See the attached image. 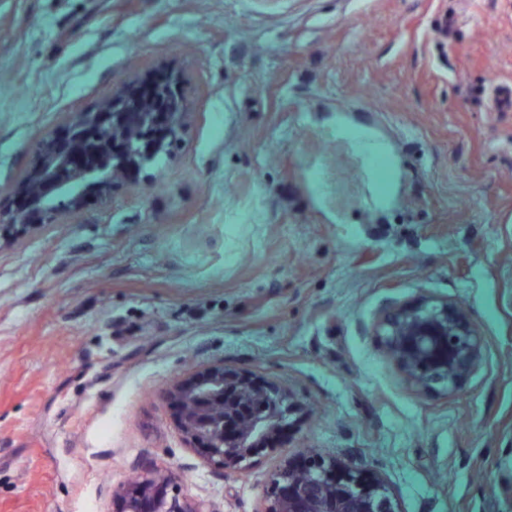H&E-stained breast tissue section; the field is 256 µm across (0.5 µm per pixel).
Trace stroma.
Masks as SVG:
<instances>
[{
  "instance_id": "35a3bbf8",
  "label": "stroma",
  "mask_w": 512,
  "mask_h": 512,
  "mask_svg": "<svg viewBox=\"0 0 512 512\" xmlns=\"http://www.w3.org/2000/svg\"><path fill=\"white\" fill-rule=\"evenodd\" d=\"M165 67L172 153L0 251V512H119L148 466L256 512L284 452L218 471L167 397L217 363L399 512H512V0H0V197L42 134ZM430 297L487 343L449 401L373 329Z\"/></svg>"
}]
</instances>
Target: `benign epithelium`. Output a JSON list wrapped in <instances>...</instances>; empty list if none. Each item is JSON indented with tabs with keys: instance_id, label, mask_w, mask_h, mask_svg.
<instances>
[{
	"instance_id": "benign-epithelium-1",
	"label": "benign epithelium",
	"mask_w": 512,
	"mask_h": 512,
	"mask_svg": "<svg viewBox=\"0 0 512 512\" xmlns=\"http://www.w3.org/2000/svg\"><path fill=\"white\" fill-rule=\"evenodd\" d=\"M173 81L178 94L168 113V138L150 149L144 147L143 131L163 101L147 98L136 111L120 112L121 90L92 112L72 113L67 150L57 148L54 134H45L26 177L30 202L41 209L43 221L30 224L19 210L0 212V218L9 219L0 224V251L30 230L81 211L85 204L80 186L86 180L95 178L111 188L125 177L129 165L142 170L155 155L170 152L190 116L186 85L178 74ZM90 149L100 153L98 164L75 162L77 155ZM374 331L384 337L389 355L402 364L411 387L434 390L447 399L461 390L485 357V337L469 312L448 298L386 309ZM168 396L178 406L179 428L189 445L202 448L212 467L237 474L277 451V432L298 413L296 402L274 381L258 376L252 380L222 363L174 385ZM230 419L237 421L233 435L225 431ZM293 458L288 455L270 475L257 512H399L393 494L378 479L366 480L363 471L324 457L296 468ZM115 496L121 512H210L204 502L176 493L172 476L153 468L141 470Z\"/></svg>"
}]
</instances>
